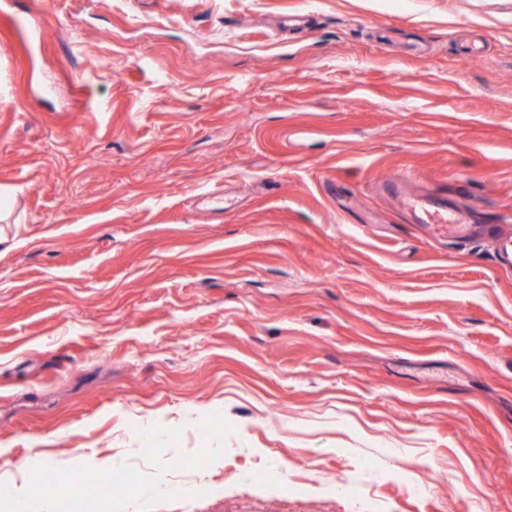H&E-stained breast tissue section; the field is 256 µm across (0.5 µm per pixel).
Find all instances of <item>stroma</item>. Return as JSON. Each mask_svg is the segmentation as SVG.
Listing matches in <instances>:
<instances>
[{
	"label": "stroma",
	"mask_w": 512,
	"mask_h": 512,
	"mask_svg": "<svg viewBox=\"0 0 512 512\" xmlns=\"http://www.w3.org/2000/svg\"><path fill=\"white\" fill-rule=\"evenodd\" d=\"M407 173L512 226V0H16L0 482L512 512V271L417 223Z\"/></svg>",
	"instance_id": "1"
}]
</instances>
